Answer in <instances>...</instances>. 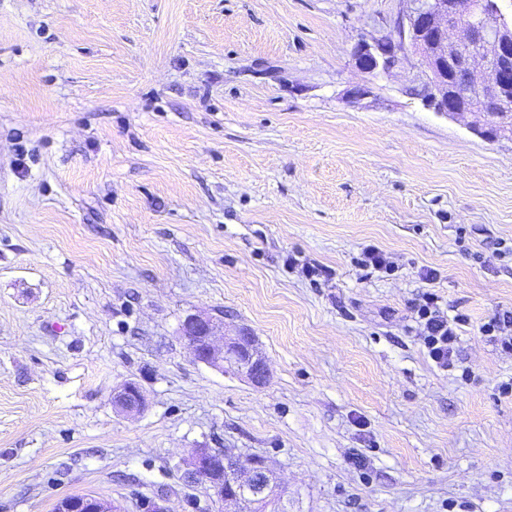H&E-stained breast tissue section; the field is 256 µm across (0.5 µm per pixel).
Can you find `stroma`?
Masks as SVG:
<instances>
[{
    "mask_svg": "<svg viewBox=\"0 0 512 512\" xmlns=\"http://www.w3.org/2000/svg\"><path fill=\"white\" fill-rule=\"evenodd\" d=\"M408 8L0 0V512H191L200 447L264 457L282 512H512V351L478 331L512 312V142L425 106L412 47L356 67ZM429 290L465 319L446 370ZM199 311L265 385L195 361ZM440 297L433 292H425L416 306L420 336L431 360L439 367L447 369L451 363L453 345L456 342V325L465 322L462 316L451 321L439 310ZM180 336L187 342L196 361L222 372L233 370L258 385L266 382V356L254 337L244 330L226 334L224 320L197 312L184 319ZM112 405L126 415L140 414L146 407V398L135 381H126L112 392ZM56 512H116L110 503L92 495L68 496L57 503Z\"/></svg>",
    "mask_w": 512,
    "mask_h": 512,
    "instance_id": "1",
    "label": "stroma"
}]
</instances>
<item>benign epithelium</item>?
I'll return each mask as SVG.
<instances>
[{"label":"benign epithelium","instance_id":"obj_1","mask_svg":"<svg viewBox=\"0 0 512 512\" xmlns=\"http://www.w3.org/2000/svg\"><path fill=\"white\" fill-rule=\"evenodd\" d=\"M410 7L398 22L400 41L392 38L360 40L352 50L355 65L366 73H388L399 63L402 40L408 39L420 56L425 73L426 103L452 119L486 117L475 131L489 140L512 142V124L497 119L490 104L512 95V21L502 14L496 0H409ZM465 77L480 89L479 99L458 93L457 80ZM180 336L196 361L219 371L232 370L262 385L268 377L267 359L254 337L239 330L224 332V320L208 313L188 315ZM112 406L126 415H137L146 398L135 381H126L112 392ZM186 478L204 485L225 512H241L252 502L260 512L279 510L277 491L265 462L251 457L247 463L229 457L221 448H197L181 461ZM110 503L92 495L68 496L56 512H114Z\"/></svg>","mask_w":512,"mask_h":512}]
</instances>
